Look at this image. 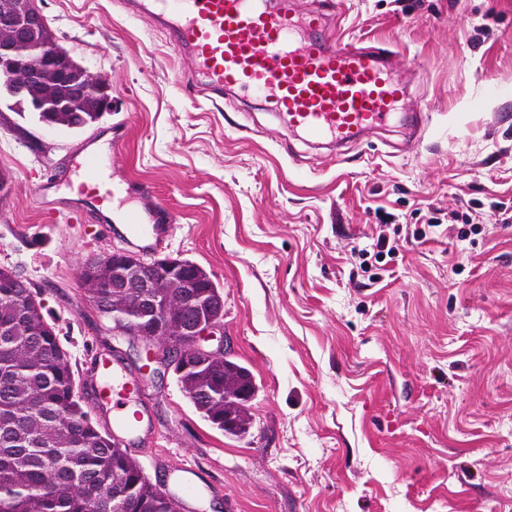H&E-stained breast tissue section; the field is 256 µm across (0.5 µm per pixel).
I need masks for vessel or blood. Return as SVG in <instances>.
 <instances>
[{
	"label": "vessel or blood",
	"instance_id": "b4317fda",
	"mask_svg": "<svg viewBox=\"0 0 512 512\" xmlns=\"http://www.w3.org/2000/svg\"><path fill=\"white\" fill-rule=\"evenodd\" d=\"M136 5L166 22L174 50L189 57L191 74L204 75L211 93L220 96L231 87L264 95L271 111L314 140L358 144L367 130L394 115L405 94L385 48L300 36V29L319 27L316 16L272 11L263 0H136ZM67 180L81 193L80 211L111 222L112 182L102 174L99 155L84 156ZM138 193L140 208L121 218L119 235L130 241L160 235L171 221L148 187ZM96 371L103 401L139 400V381L124 376L111 359L99 360ZM112 429L123 443L156 433L139 410L113 411Z\"/></svg>",
	"mask_w": 512,
	"mask_h": 512
}]
</instances>
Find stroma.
Masks as SVG:
<instances>
[{
	"mask_svg": "<svg viewBox=\"0 0 512 512\" xmlns=\"http://www.w3.org/2000/svg\"><path fill=\"white\" fill-rule=\"evenodd\" d=\"M37 5L112 109L70 132L0 99V267L39 290L79 374L114 352L140 379L158 435L128 453L152 483L183 512H512V223L490 209L512 206V0H284L323 13L322 34L394 51L403 110L423 115L341 160L260 96L208 98L126 0ZM91 151L113 216L148 185L172 216L160 256L222 287L228 350L258 386L246 437L214 429L85 300L83 259L127 243L39 188L78 198L66 167ZM381 234L397 254L362 270L353 247Z\"/></svg>",
	"mask_w": 512,
	"mask_h": 512,
	"instance_id": "stroma-1",
	"label": "stroma"
}]
</instances>
